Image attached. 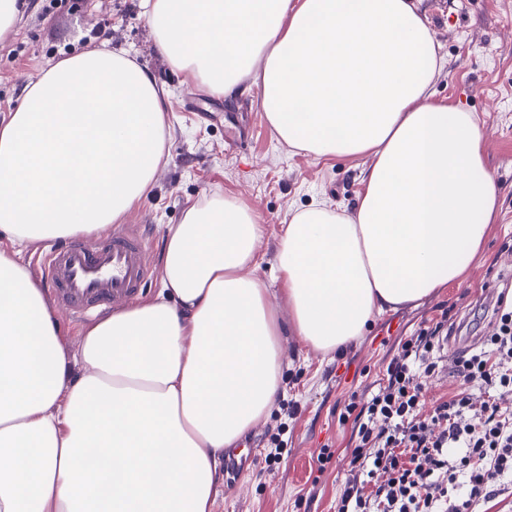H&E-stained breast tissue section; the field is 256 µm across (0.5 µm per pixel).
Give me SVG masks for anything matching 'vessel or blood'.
I'll use <instances>...</instances> for the list:
<instances>
[{"instance_id":"b4317fda","label":"vessel or blood","mask_w":512,"mask_h":512,"mask_svg":"<svg viewBox=\"0 0 512 512\" xmlns=\"http://www.w3.org/2000/svg\"><path fill=\"white\" fill-rule=\"evenodd\" d=\"M152 268L151 248L137 224L116 225L105 238L70 241L39 260L52 305L76 320L135 301Z\"/></svg>"}]
</instances>
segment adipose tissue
Segmentation results:
<instances>
[{
  "mask_svg": "<svg viewBox=\"0 0 512 512\" xmlns=\"http://www.w3.org/2000/svg\"><path fill=\"white\" fill-rule=\"evenodd\" d=\"M169 66L210 94L256 87L280 140L370 157L352 211L315 202L277 252L297 336L334 352L386 310L464 280L498 216L471 113L429 92L439 45L418 0H142ZM167 96L99 46L27 86L0 122V233L106 236L168 158ZM258 226L227 198L166 234L160 288L70 348L0 251V512H212L226 450L280 393L281 319Z\"/></svg>",
  "mask_w": 512,
  "mask_h": 512,
  "instance_id": "adipose-tissue-1",
  "label": "adipose tissue"
}]
</instances>
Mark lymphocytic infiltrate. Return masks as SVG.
I'll use <instances>...</instances> for the list:
<instances>
[{"label":"lymphocytic infiltrate","instance_id":"obj_1","mask_svg":"<svg viewBox=\"0 0 512 512\" xmlns=\"http://www.w3.org/2000/svg\"><path fill=\"white\" fill-rule=\"evenodd\" d=\"M438 328L410 336L386 367L383 384L345 411L358 421L336 512H487L512 495V300L498 296L479 349L454 360L456 387L425 410L422 382L434 377ZM488 392L480 423H470V385Z\"/></svg>","mask_w":512,"mask_h":512}]
</instances>
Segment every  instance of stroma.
<instances>
[{
    "instance_id": "1",
    "label": "stroma",
    "mask_w": 512,
    "mask_h": 512,
    "mask_svg": "<svg viewBox=\"0 0 512 512\" xmlns=\"http://www.w3.org/2000/svg\"><path fill=\"white\" fill-rule=\"evenodd\" d=\"M421 8L444 58L432 98L472 113L497 184L500 219L468 281L375 316L362 336L332 354L315 350L290 328L275 256L293 211L313 202L355 204L365 159H318L291 149L268 124L259 92L228 101L186 81L157 51L139 0H29L16 26L0 34V119L42 69L88 50L90 29L102 18L107 24L100 35L109 48L129 51L165 88L170 157L151 193L122 218L149 226L155 260L163 258L168 225L180 223L192 202L237 199L259 226L256 247L264 261L258 275L286 325L280 386L298 412L288 422V447L279 461H265L276 406L225 458L214 512H333L354 446V421L339 419L350 397L367 401L400 342L445 317L453 330L439 373L423 390L426 406H433L451 388L455 355L477 343L503 285L512 282V0H421ZM323 448L331 457L322 464Z\"/></svg>"
}]
</instances>
